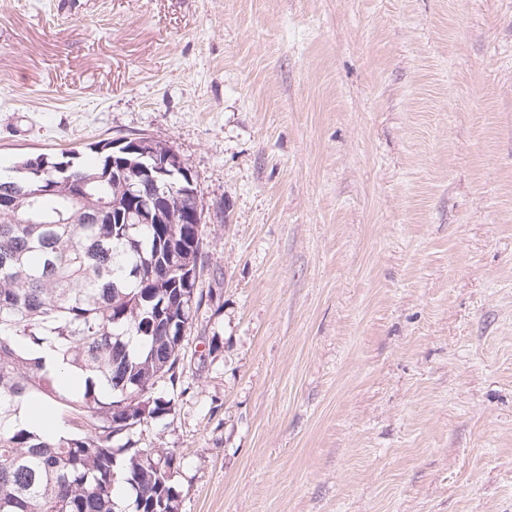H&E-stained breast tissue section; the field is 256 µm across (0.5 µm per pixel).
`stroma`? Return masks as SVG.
Here are the masks:
<instances>
[{
	"instance_id": "obj_1",
	"label": "stroma",
	"mask_w": 512,
	"mask_h": 512,
	"mask_svg": "<svg viewBox=\"0 0 512 512\" xmlns=\"http://www.w3.org/2000/svg\"><path fill=\"white\" fill-rule=\"evenodd\" d=\"M135 136L205 237L179 512H512V0H0V173Z\"/></svg>"
}]
</instances>
